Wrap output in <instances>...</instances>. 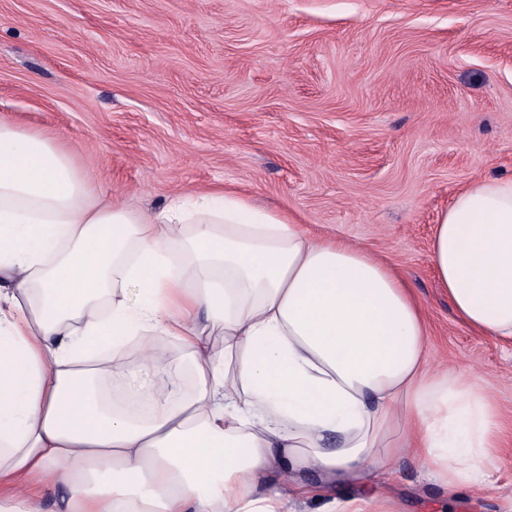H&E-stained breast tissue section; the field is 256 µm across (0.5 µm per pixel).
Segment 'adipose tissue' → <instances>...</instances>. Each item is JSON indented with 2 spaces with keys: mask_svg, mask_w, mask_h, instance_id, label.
Here are the masks:
<instances>
[{
  "mask_svg": "<svg viewBox=\"0 0 512 512\" xmlns=\"http://www.w3.org/2000/svg\"><path fill=\"white\" fill-rule=\"evenodd\" d=\"M431 261L460 322L512 339V178L455 194ZM160 336L190 358L191 397L162 384ZM428 336L373 254L231 191L152 215L98 204L53 139L0 120V512H41L35 473L64 512H288L309 475L369 477L405 454L448 490L481 486L501 408L431 368ZM99 339L111 361L138 343L141 412L95 396L111 361L79 364Z\"/></svg>",
  "mask_w": 512,
  "mask_h": 512,
  "instance_id": "obj_1",
  "label": "adipose tissue"
}]
</instances>
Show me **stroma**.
<instances>
[{
	"instance_id": "1",
	"label": "stroma",
	"mask_w": 512,
	"mask_h": 512,
	"mask_svg": "<svg viewBox=\"0 0 512 512\" xmlns=\"http://www.w3.org/2000/svg\"><path fill=\"white\" fill-rule=\"evenodd\" d=\"M0 119L53 136L104 201L232 190L396 270L433 367L496 397L506 445L452 497L409 454L333 492L512 512V341L460 323L430 260L454 195L512 177V0H0ZM156 346L192 395L179 342Z\"/></svg>"
}]
</instances>
